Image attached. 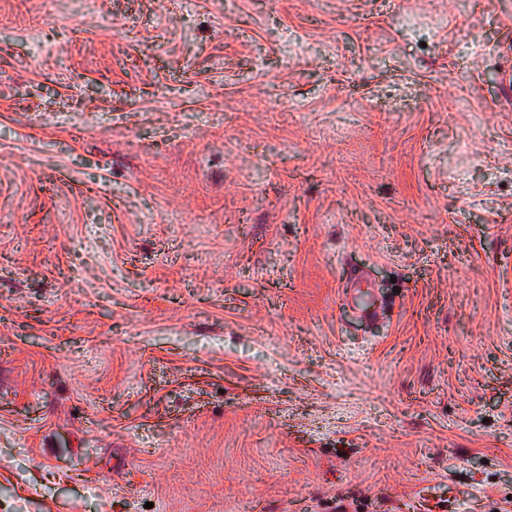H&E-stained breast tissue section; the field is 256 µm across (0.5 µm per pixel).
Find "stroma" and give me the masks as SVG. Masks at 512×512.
I'll list each match as a JSON object with an SVG mask.
<instances>
[{"mask_svg": "<svg viewBox=\"0 0 512 512\" xmlns=\"http://www.w3.org/2000/svg\"><path fill=\"white\" fill-rule=\"evenodd\" d=\"M512 0H0V512H502Z\"/></svg>", "mask_w": 512, "mask_h": 512, "instance_id": "1", "label": "stroma"}]
</instances>
